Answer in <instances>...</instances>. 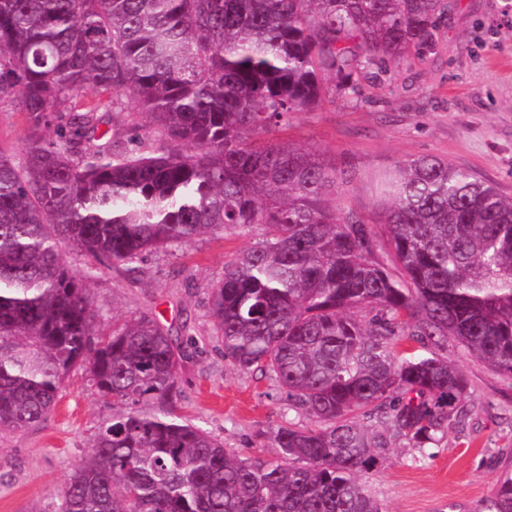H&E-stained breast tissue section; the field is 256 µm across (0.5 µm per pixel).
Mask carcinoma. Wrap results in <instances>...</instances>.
<instances>
[{"label": "carcinoma", "instance_id": "carcinoma-1", "mask_svg": "<svg viewBox=\"0 0 512 512\" xmlns=\"http://www.w3.org/2000/svg\"><path fill=\"white\" fill-rule=\"evenodd\" d=\"M447 16V0H0V102L28 129L21 159L0 151V432L47 420L76 367L112 404L56 512H383L362 477L391 439L424 458L470 416L459 367L396 339L451 338L512 380L511 197L438 157L398 165L380 216L397 278L371 225L329 204L335 167L254 144L328 79L421 55ZM112 112L124 141L100 129ZM254 226L209 311L224 359L313 421L279 425L271 459L183 419L172 328L144 312L97 334L94 270L60 254L139 274L159 248ZM476 512H512L511 473Z\"/></svg>", "mask_w": 512, "mask_h": 512}]
</instances>
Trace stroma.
Segmentation results:
<instances>
[{
	"mask_svg": "<svg viewBox=\"0 0 512 512\" xmlns=\"http://www.w3.org/2000/svg\"><path fill=\"white\" fill-rule=\"evenodd\" d=\"M445 25L420 57L388 72L357 71L358 93L330 87L322 106L297 112L258 143H301L334 166L340 187L333 200L361 216L389 261L387 231L378 213L380 186L398 163L435 156L475 170L512 196V0H449ZM256 231L227 229L149 254L138 276L99 264L89 288L97 326L150 311L180 328L179 342L199 339L179 367V414L207 429L242 457L270 458L272 435L285 419L304 422L270 376L242 372L225 361L213 336L208 292L225 262L249 248ZM456 361L470 385L471 416L449 428L429 457L417 460L393 441L367 483L386 512H459L490 495L512 471V380L468 356L456 342L439 348ZM109 401L77 369L65 380L48 419L0 435V512H55L72 471L90 455Z\"/></svg>",
	"mask_w": 512,
	"mask_h": 512,
	"instance_id": "35a3bbf8",
	"label": "stroma"
}]
</instances>
